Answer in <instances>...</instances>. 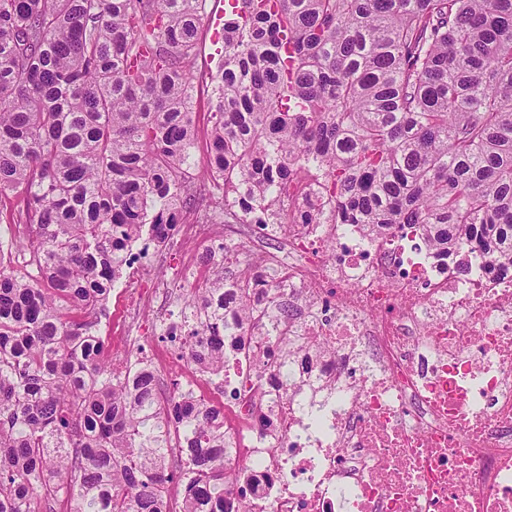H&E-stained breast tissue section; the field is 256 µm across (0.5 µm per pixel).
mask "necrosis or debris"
Masks as SVG:
<instances>
[{"mask_svg":"<svg viewBox=\"0 0 512 512\" xmlns=\"http://www.w3.org/2000/svg\"><path fill=\"white\" fill-rule=\"evenodd\" d=\"M280 204L319 220L180 227L206 245L278 232L243 267L280 270L297 339L285 380L258 373L280 352L256 332L224 339L226 512H512V273L438 258L417 230L328 223L316 175ZM140 271L133 315L169 293Z\"/></svg>","mask_w":512,"mask_h":512,"instance_id":"1","label":"necrosis or debris"}]
</instances>
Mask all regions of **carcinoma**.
<instances>
[{
    "label": "carcinoma",
    "instance_id": "obj_1",
    "mask_svg": "<svg viewBox=\"0 0 512 512\" xmlns=\"http://www.w3.org/2000/svg\"><path fill=\"white\" fill-rule=\"evenodd\" d=\"M208 0H0V512H225L224 419L98 328L133 246L202 200L192 66ZM211 75L207 224H273L323 178L334 224L420 228L439 253L512 268V0H237ZM211 271L184 299L183 357L224 372L242 307L288 382V295ZM183 485L179 510L167 484Z\"/></svg>",
    "mask_w": 512,
    "mask_h": 512
}]
</instances>
